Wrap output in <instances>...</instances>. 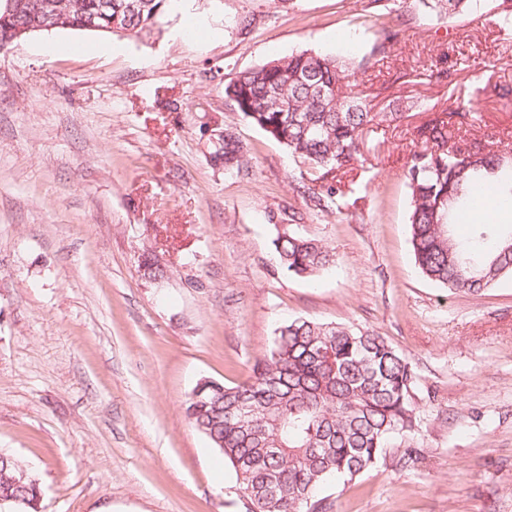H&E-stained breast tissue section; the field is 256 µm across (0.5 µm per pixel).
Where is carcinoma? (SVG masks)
I'll use <instances>...</instances> for the list:
<instances>
[{"label": "carcinoma", "instance_id": "cac0c4a2", "mask_svg": "<svg viewBox=\"0 0 512 512\" xmlns=\"http://www.w3.org/2000/svg\"><path fill=\"white\" fill-rule=\"evenodd\" d=\"M5 2L0 0L1 49L8 34L38 20L47 2L67 13L71 29L79 31L84 18L98 13L101 0H12L15 13L9 17ZM130 2L112 0V13H120L140 37L157 28L172 0H145V9L135 13L127 12ZM478 3L421 0L425 12L439 20ZM401 35L396 25H382L374 55L388 57ZM461 71L458 60L442 53L403 77L451 85ZM354 76L350 62L304 51L239 73L225 93L288 153L317 169L332 197L340 188L328 178L358 160L364 131L398 118L371 111ZM478 111L469 102L419 127L407 161L408 228L417 268L427 280L468 294L512 275V253H504L512 244V226L476 224L467 243L454 231L458 213L471 207L478 190L512 198V147L496 149L489 141L473 148L462 135L463 120H476ZM273 244L280 267L294 276H313L334 262L319 241L293 230ZM415 387L410 362L384 337L295 319L276 330L249 381L227 386L202 380L185 412L234 472L247 512H332L333 504L319 497L329 480L353 484L391 452L402 468L420 459L416 448L390 447L393 437L414 430ZM243 406L252 410L247 426L238 418ZM40 496L36 480L9 459L8 468L0 469V512H38Z\"/></svg>", "mask_w": 512, "mask_h": 512}]
</instances>
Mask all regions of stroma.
Here are the masks:
<instances>
[{"label": "stroma", "mask_w": 512, "mask_h": 512, "mask_svg": "<svg viewBox=\"0 0 512 512\" xmlns=\"http://www.w3.org/2000/svg\"><path fill=\"white\" fill-rule=\"evenodd\" d=\"M501 3L437 20L419 0H188L149 39L58 30L0 49V451L38 480L41 512H245L185 403L201 379L249 380L299 318L373 331L417 374L420 462L330 482L333 512H512V275L477 295L423 278L406 179L431 112L512 86ZM384 18L404 33L357 81L398 118L365 132L337 206H315L317 170L225 88L303 51L370 58ZM456 46L457 83L398 81ZM490 133L512 138V99L481 102L467 138ZM286 228L334 263L283 271Z\"/></svg>", "instance_id": "35a3bbf8"}]
</instances>
